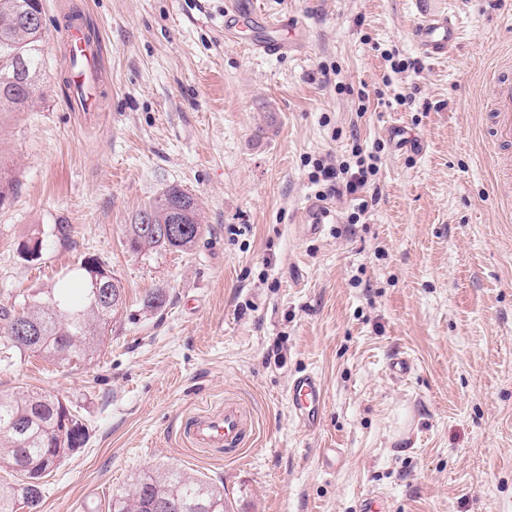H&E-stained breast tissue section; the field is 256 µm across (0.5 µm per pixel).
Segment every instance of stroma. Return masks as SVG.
Returning <instances> with one entry per match:
<instances>
[{
    "label": "stroma",
    "mask_w": 512,
    "mask_h": 512,
    "mask_svg": "<svg viewBox=\"0 0 512 512\" xmlns=\"http://www.w3.org/2000/svg\"><path fill=\"white\" fill-rule=\"evenodd\" d=\"M224 2L43 0L40 90L0 121V304L59 287L88 256L127 304L80 367L0 363V394L51 392L89 429L41 512H110L157 468L223 486L229 512H360L370 492L386 512H512V212L481 144L512 0H438L460 30L441 58L413 38L416 0H256L309 29L275 55L244 48L260 27L226 39ZM79 13L103 45L90 113L64 102L59 32ZM357 144L381 158L367 209L327 198L322 230L304 232L313 161L351 160ZM171 185L201 205L198 245L130 251L124 225ZM157 289L165 307L143 308ZM400 357L411 370L397 377ZM301 371L326 392L312 430L288 406ZM226 398L255 419L238 460L179 434ZM326 448L341 449L335 465Z\"/></svg>",
    "instance_id": "stroma-1"
}]
</instances>
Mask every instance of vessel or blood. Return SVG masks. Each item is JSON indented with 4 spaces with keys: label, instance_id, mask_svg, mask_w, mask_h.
<instances>
[{
    "label": "vessel or blood",
    "instance_id": "vessel-or-blood-1",
    "mask_svg": "<svg viewBox=\"0 0 512 512\" xmlns=\"http://www.w3.org/2000/svg\"><path fill=\"white\" fill-rule=\"evenodd\" d=\"M414 28L415 41L425 54L436 58L447 54L459 37L458 26L452 15L436 13L420 7ZM275 30L273 38L248 43L250 51L274 53L302 47L306 42V28L299 23L284 26L283 22L268 18L253 7L251 0H227L224 11V29L233 31L252 24ZM290 28L288 37H280L283 28ZM61 40L74 53L93 58L95 42L87 28L79 23L69 24L61 31ZM491 89V110L484 142L490 153H499L512 144V59L500 62L487 75ZM69 84L74 92L72 108L86 111L92 107L96 89L85 69H72ZM288 402L297 422L304 428L316 427L325 409V390L321 379L312 372L295 375L288 384ZM255 431L254 420L246 406L228 398L195 413L180 426V435L186 444L227 459L242 456L250 446Z\"/></svg>",
    "mask_w": 512,
    "mask_h": 512
}]
</instances>
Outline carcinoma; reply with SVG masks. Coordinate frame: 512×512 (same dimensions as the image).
<instances>
[{
    "mask_svg": "<svg viewBox=\"0 0 512 512\" xmlns=\"http://www.w3.org/2000/svg\"><path fill=\"white\" fill-rule=\"evenodd\" d=\"M42 11L36 0H0V117L30 108L41 76L44 44ZM142 211L154 215L159 227L178 219L190 231L174 241L158 233H139V219L125 225L126 246L134 252L194 249L202 236L200 204L178 186L166 188ZM100 262L87 257L80 263L79 281L50 292L27 297L23 305L0 306V362L16 354L31 353L49 362L76 367L93 358L97 341L125 304V298L104 301L96 297L91 267ZM83 290V303L74 307L66 290ZM27 325L29 336L14 334L15 326ZM72 405L45 391L0 395V463L20 475L40 479L54 470V460L82 448L88 429L79 422ZM152 500L177 505L174 512H227L224 490L202 477L182 471L157 469L138 476L130 494L112 496L111 512H148ZM42 485L20 480L0 484V512H40Z\"/></svg>",
    "mask_w": 512,
    "mask_h": 512,
    "instance_id": "carcinoma-1",
    "label": "carcinoma"
}]
</instances>
